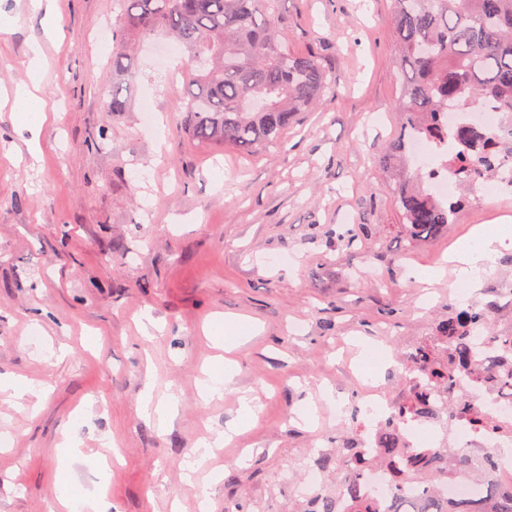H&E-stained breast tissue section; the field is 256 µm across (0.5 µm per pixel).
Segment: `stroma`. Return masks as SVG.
<instances>
[{"label": "stroma", "mask_w": 512, "mask_h": 512, "mask_svg": "<svg viewBox=\"0 0 512 512\" xmlns=\"http://www.w3.org/2000/svg\"><path fill=\"white\" fill-rule=\"evenodd\" d=\"M53 2L48 41L28 0H0V375L44 390L33 410L0 394V512H60L64 493L103 485L108 512H304L289 482L316 471L335 490V468L317 462L352 433L321 388L359 399V339L405 354L435 335L457 280L418 274L487 216L467 208L410 239L374 163L403 131L392 0H280L289 50L317 51L336 88L261 154L190 147L181 96L150 62L158 36L132 53L139 78L113 111L112 50L95 35L117 26L119 0ZM36 43L47 119L32 128L14 90ZM147 101L163 135L141 123ZM362 225L367 245L348 246L343 233ZM236 316L257 333L233 353V391L210 400L198 380ZM148 383L178 399L161 429L138 412ZM243 394L257 418L222 464H197V442L237 419ZM308 404L312 425L299 418ZM71 431L79 451L64 463ZM191 470L210 485L207 510Z\"/></svg>", "instance_id": "35a3bbf8"}]
</instances>
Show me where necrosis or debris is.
Masks as SVG:
<instances>
[{
    "instance_id": "1",
    "label": "necrosis or debris",
    "mask_w": 512,
    "mask_h": 512,
    "mask_svg": "<svg viewBox=\"0 0 512 512\" xmlns=\"http://www.w3.org/2000/svg\"><path fill=\"white\" fill-rule=\"evenodd\" d=\"M440 137L424 133L415 134L406 144V157L422 175L424 187L433 199L440 202L457 196H467L474 205L493 204L499 215L512 216V112L503 109L493 99L478 106L463 103L449 105L438 116ZM468 124L489 147L484 151L465 152L452 132L457 125ZM468 155L471 169L461 174L449 169V159ZM406 389L424 391L432 411L431 418L421 420L405 418L400 424L401 452L383 464L384 452L379 443V431L394 414V402H382L375 393H367L360 406L344 404L337 406L336 418L344 421L354 419L356 440L362 453L378 459V466L368 471L364 478L368 501L382 500L389 490L391 471L407 475L403 493L415 497L421 484L415 481L417 473L428 471L435 476V486L442 495L468 498L473 493L474 477H492L498 484L512 485V460H505L502 451L512 447V385L473 386L466 372H458V393L464 396L471 407L486 416L488 428L474 429L466 418L449 416L446 393L426 387L419 364L403 366ZM439 426L452 428L456 442L475 449V456L458 468L455 475L434 467L435 450L441 442L435 429Z\"/></svg>"
}]
</instances>
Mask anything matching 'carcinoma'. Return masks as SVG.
Instances as JSON below:
<instances>
[{
	"instance_id": "cac0c4a2",
	"label": "carcinoma",
	"mask_w": 512,
	"mask_h": 512,
	"mask_svg": "<svg viewBox=\"0 0 512 512\" xmlns=\"http://www.w3.org/2000/svg\"><path fill=\"white\" fill-rule=\"evenodd\" d=\"M121 26L112 44V72L132 82L127 48L158 31L177 38L195 63L183 90L185 129L197 147L224 146L246 153L279 147L301 112L308 111L335 84L318 53L288 50L279 0H122ZM393 25L401 62L408 69L402 89L404 133L390 139L380 162L393 175L397 200L410 237L432 236L449 224V214L466 207L462 198L444 204L422 189L416 176L393 165L402 158L406 134L438 135L436 116L448 104H479L494 96L512 109V0H393ZM490 307L456 309L440 321L435 336L418 349L441 346L445 356L432 359L427 384L452 392L455 371L467 369L476 384L512 383V334L492 327ZM477 321L493 346L504 350L497 364L480 370L472 364L471 322ZM449 410L473 427L488 426L461 396ZM427 407L411 396L397 404V417H426ZM352 476L336 493L315 499L307 512H338L337 499H351L349 512H512V487L480 482L469 499L425 491L412 504L401 497L402 475L392 472L389 504H360L358 475L367 461L356 441L340 443Z\"/></svg>"
}]
</instances>
